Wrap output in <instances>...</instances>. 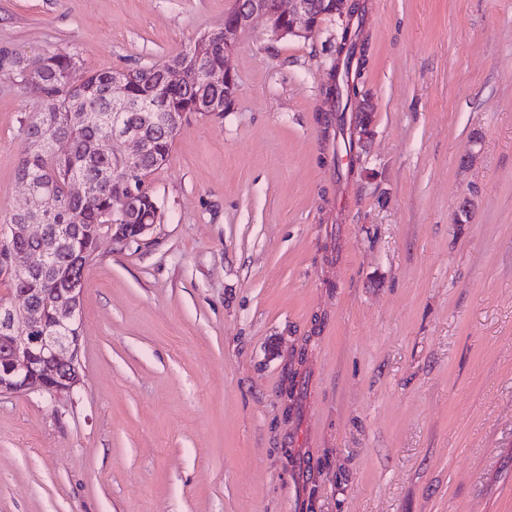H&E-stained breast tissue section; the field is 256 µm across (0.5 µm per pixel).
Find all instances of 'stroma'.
I'll return each mask as SVG.
<instances>
[{
	"label": "stroma",
	"instance_id": "1",
	"mask_svg": "<svg viewBox=\"0 0 512 512\" xmlns=\"http://www.w3.org/2000/svg\"><path fill=\"white\" fill-rule=\"evenodd\" d=\"M232 3L0 0V47L132 69ZM361 3L343 109L342 19H255L86 270L81 386L0 395V512H512V0ZM35 108L0 70V215Z\"/></svg>",
	"mask_w": 512,
	"mask_h": 512
}]
</instances>
